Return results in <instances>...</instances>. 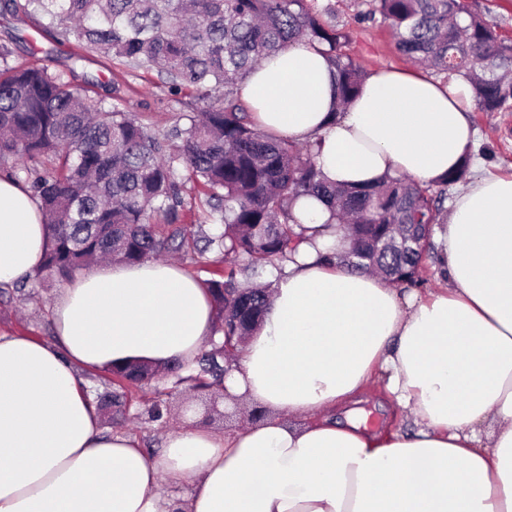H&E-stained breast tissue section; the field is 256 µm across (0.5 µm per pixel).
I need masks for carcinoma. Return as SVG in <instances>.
<instances>
[{"label":"carcinoma","instance_id":"cac0c4a2","mask_svg":"<svg viewBox=\"0 0 512 512\" xmlns=\"http://www.w3.org/2000/svg\"><path fill=\"white\" fill-rule=\"evenodd\" d=\"M10 12L37 14L61 41H74L128 72L151 69L176 95L190 88L203 111L184 125L151 131L124 112L119 97L83 95L64 72L11 65L0 43V165L23 180L48 228L42 268L33 279L73 274L101 259L128 263L181 254L185 184L203 189L215 232L195 246L214 265L203 285L226 336H245L267 308L263 288L248 285L296 254L302 221L294 201L313 196L342 224L369 235L376 224H441L448 188L466 180L469 158L433 186L404 176L374 187L326 182L312 146L261 132L242 100V80L288 45L308 40L336 69L341 102L365 75L344 48L342 31L317 0H0ZM387 24L398 52L443 81L465 80L481 112H512V39L466 0H371L368 16ZM50 156L40 172L29 162ZM156 213L167 224L152 223ZM221 254L211 261L206 254ZM244 263H239V260ZM421 255L383 257L382 270L416 266ZM224 343L197 359L173 388L224 390ZM132 392L113 387L101 401L120 415Z\"/></svg>","mask_w":512,"mask_h":512}]
</instances>
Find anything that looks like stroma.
Wrapping results in <instances>:
<instances>
[{
  "instance_id": "35a3bbf8",
  "label": "stroma",
  "mask_w": 512,
  "mask_h": 512,
  "mask_svg": "<svg viewBox=\"0 0 512 512\" xmlns=\"http://www.w3.org/2000/svg\"><path fill=\"white\" fill-rule=\"evenodd\" d=\"M318 3L331 8L338 27L348 33L346 51L364 73L381 68H409V61L396 50L389 28L367 17V0H318ZM4 42L13 48L15 62L67 72L75 87L84 88L91 82L101 83L108 89L119 86L122 109L153 130L172 128L195 102L189 90L171 95L157 72L141 70L131 76L121 66L93 54L75 60L76 45L58 43L46 21L36 16L0 13V43ZM470 119L477 129L471 175L512 177V112L474 111ZM66 285V280L55 277L19 291L10 285L0 288V334L51 341L53 302ZM167 380V375L159 373L145 383L126 415L111 419V429L132 433L145 448L154 451L160 446L161 435L175 428L203 425L229 433L244 425L242 414L222 417L223 398L211 403L202 400L197 392L184 389L168 397V413L162 420H151L147 410ZM354 408L389 430L406 425L403 411L379 383L369 386Z\"/></svg>"
}]
</instances>
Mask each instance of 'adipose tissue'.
Segmentation results:
<instances>
[{"mask_svg": "<svg viewBox=\"0 0 512 512\" xmlns=\"http://www.w3.org/2000/svg\"><path fill=\"white\" fill-rule=\"evenodd\" d=\"M335 81L300 41L243 82L259 129L313 144L327 181L432 183L474 141L465 82L378 70L338 113ZM294 213L311 233L224 381L267 412L240 430L170 431L150 457L85 392L82 370L189 366L218 339L179 264L96 266L55 300L56 343L0 336V512H512V178L474 177L434 225L448 282L424 298L338 265L323 202ZM47 241L38 201L0 175V283L38 272ZM379 375L408 431L335 419Z\"/></svg>", "mask_w": 512, "mask_h": 512, "instance_id": "obj_1", "label": "adipose tissue"}]
</instances>
